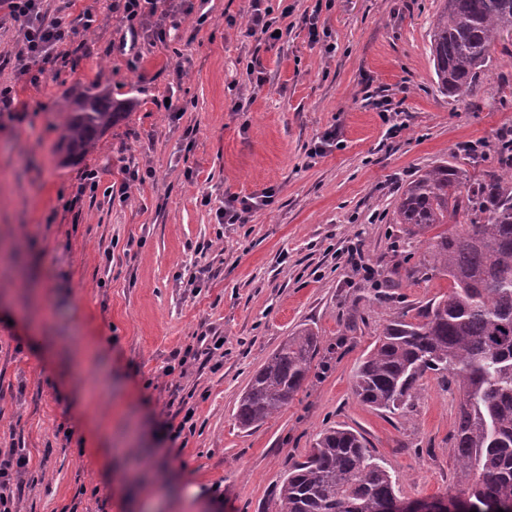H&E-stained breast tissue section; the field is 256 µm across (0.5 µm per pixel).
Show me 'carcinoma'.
<instances>
[{
  "label": "carcinoma",
  "instance_id": "1",
  "mask_svg": "<svg viewBox=\"0 0 512 512\" xmlns=\"http://www.w3.org/2000/svg\"><path fill=\"white\" fill-rule=\"evenodd\" d=\"M512 31V0H443L431 36L438 86L473 94L489 72L490 50ZM122 114L105 90L61 106L63 162L82 160ZM468 223L448 231L458 213ZM395 223L410 237L429 238L432 259L405 268L410 281L438 273L449 292L414 315L403 312L379 334L354 375L356 396L391 414L417 397L428 372L452 376L460 391L454 430L459 492L482 505L512 501V172L472 177L453 164L423 171L401 192ZM320 337L292 332L255 373L234 417L243 429L280 413L309 378ZM395 481L355 431L319 433L309 454L279 485L272 512H388Z\"/></svg>",
  "mask_w": 512,
  "mask_h": 512
}]
</instances>
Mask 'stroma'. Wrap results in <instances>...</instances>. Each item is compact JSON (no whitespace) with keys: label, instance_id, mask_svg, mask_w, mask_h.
<instances>
[{"label":"stroma","instance_id":"obj_1","mask_svg":"<svg viewBox=\"0 0 512 512\" xmlns=\"http://www.w3.org/2000/svg\"><path fill=\"white\" fill-rule=\"evenodd\" d=\"M116 3L74 0L72 14L92 11L100 25L77 31L69 64H43L36 85L11 64L19 23L0 26V83L14 86L18 110L0 121V448L30 460L15 512H271L288 466L336 425L361 433L401 498L456 493L452 380L427 374L404 417L353 391L388 320L448 293L449 281L403 280L380 299L365 273L389 271L398 249L427 255L393 221L407 182L458 160L473 176L500 167L512 33L462 101L435 82L441 0H334L316 45L301 22L315 0H296L271 48L246 34L250 0H190L177 29L134 62L115 48L126 34ZM254 53L260 86L245 73ZM96 83L126 113L84 159L63 163L61 105ZM377 89L406 125L400 137H387L366 99ZM334 127L341 145L312 155ZM470 141L479 151H466ZM134 163L154 176L120 195ZM88 169L98 188L77 196ZM268 187L270 207L217 223L225 197ZM351 244L362 268L336 263ZM302 324L321 340L307 384L280 414L241 429L239 396ZM204 332L224 339L219 364H190L175 380L173 352ZM175 382L195 415L173 442L163 425L177 411Z\"/></svg>","mask_w":512,"mask_h":512}]
</instances>
